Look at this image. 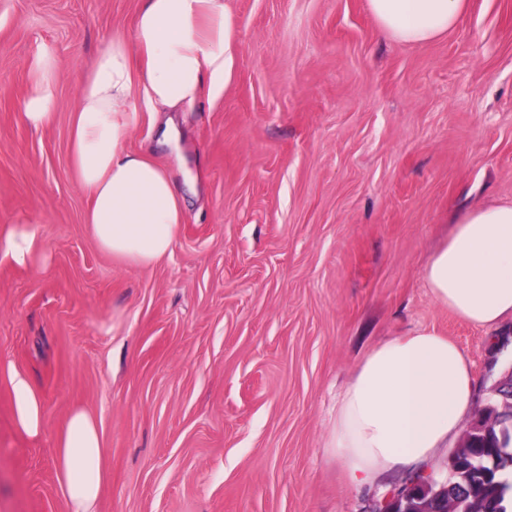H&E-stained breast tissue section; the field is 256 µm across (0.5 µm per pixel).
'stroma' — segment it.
<instances>
[{"instance_id":"35a3bbf8","label":"stroma","mask_w":512,"mask_h":512,"mask_svg":"<svg viewBox=\"0 0 512 512\" xmlns=\"http://www.w3.org/2000/svg\"><path fill=\"white\" fill-rule=\"evenodd\" d=\"M139 5L0 0V229L35 224L42 243L24 264L0 250V512H68L55 437L76 407L101 432L97 512H373L405 472L357 486L330 448L362 358L429 329L477 388L512 372L490 358L496 330L422 277L454 216L512 202V0H468L422 44L387 36L367 0H229L223 95L139 111L126 141L184 197L153 267L96 246L70 155L79 84ZM46 51L59 78L36 128L21 104ZM12 368L44 401L39 437L15 425Z\"/></svg>"}]
</instances>
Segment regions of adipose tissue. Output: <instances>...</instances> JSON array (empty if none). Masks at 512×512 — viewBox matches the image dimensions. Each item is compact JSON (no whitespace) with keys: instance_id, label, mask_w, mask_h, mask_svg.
Returning a JSON list of instances; mask_svg holds the SVG:
<instances>
[{"instance_id":"ef3b65f1","label":"adipose tissue","mask_w":512,"mask_h":512,"mask_svg":"<svg viewBox=\"0 0 512 512\" xmlns=\"http://www.w3.org/2000/svg\"><path fill=\"white\" fill-rule=\"evenodd\" d=\"M383 32L418 44L456 28L466 0H367ZM237 36L226 0H140L130 36L116 35L81 81L71 128L75 177L90 199L87 231L113 259L151 267L171 256L183 222L182 196L151 153L127 149L138 109L177 112L215 100L232 78ZM23 109L40 127L52 114L56 62L43 54ZM423 278L434 299L470 324L512 319V203L479 205L456 223ZM15 420L43 429V401L30 378L10 371ZM473 402L462 350L430 330L393 338L358 365L336 412L331 446L355 482L429 459L455 435ZM69 512H95L101 437L85 410L70 412L56 439Z\"/></svg>"}]
</instances>
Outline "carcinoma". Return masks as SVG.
Wrapping results in <instances>:
<instances>
[{"instance_id": "1", "label": "carcinoma", "mask_w": 512, "mask_h": 512, "mask_svg": "<svg viewBox=\"0 0 512 512\" xmlns=\"http://www.w3.org/2000/svg\"><path fill=\"white\" fill-rule=\"evenodd\" d=\"M487 404L493 419L454 450L453 469L442 479L447 490L433 488L438 512L447 505L453 512H512V382L493 389Z\"/></svg>"}]
</instances>
